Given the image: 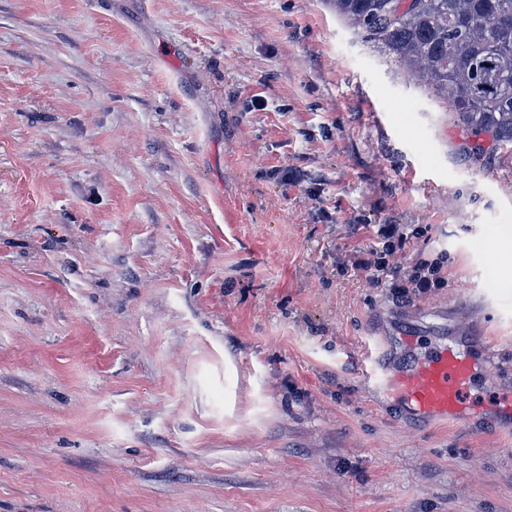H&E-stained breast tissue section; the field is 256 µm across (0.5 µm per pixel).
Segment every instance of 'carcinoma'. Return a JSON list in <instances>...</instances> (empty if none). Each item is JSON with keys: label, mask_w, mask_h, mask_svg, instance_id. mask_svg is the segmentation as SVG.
<instances>
[{"label": "carcinoma", "mask_w": 512, "mask_h": 512, "mask_svg": "<svg viewBox=\"0 0 512 512\" xmlns=\"http://www.w3.org/2000/svg\"><path fill=\"white\" fill-rule=\"evenodd\" d=\"M336 14L512 154V0H328Z\"/></svg>", "instance_id": "cac0c4a2"}]
</instances>
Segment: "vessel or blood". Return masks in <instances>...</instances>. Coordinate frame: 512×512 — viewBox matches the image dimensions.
Masks as SVG:
<instances>
[{
	"mask_svg": "<svg viewBox=\"0 0 512 512\" xmlns=\"http://www.w3.org/2000/svg\"><path fill=\"white\" fill-rule=\"evenodd\" d=\"M477 365L453 346L415 359L408 369H393L385 355L370 353L364 380L374 389H387L413 417L465 424L471 419L465 395Z\"/></svg>",
	"mask_w": 512,
	"mask_h": 512,
	"instance_id": "vessel-or-blood-1",
	"label": "vessel or blood"
}]
</instances>
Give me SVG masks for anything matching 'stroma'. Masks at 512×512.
<instances>
[{
	"label": "stroma",
	"mask_w": 512,
	"mask_h": 512,
	"mask_svg": "<svg viewBox=\"0 0 512 512\" xmlns=\"http://www.w3.org/2000/svg\"><path fill=\"white\" fill-rule=\"evenodd\" d=\"M363 219L447 287L340 271ZM509 227L512 155L327 0H0V512H512ZM372 340L475 358L470 425ZM475 370L474 359L454 346L417 358L405 370L391 369L387 355L373 351L364 380L371 388L392 391L410 416L467 424L465 395Z\"/></svg>",
	"instance_id": "35a3bbf8"
}]
</instances>
